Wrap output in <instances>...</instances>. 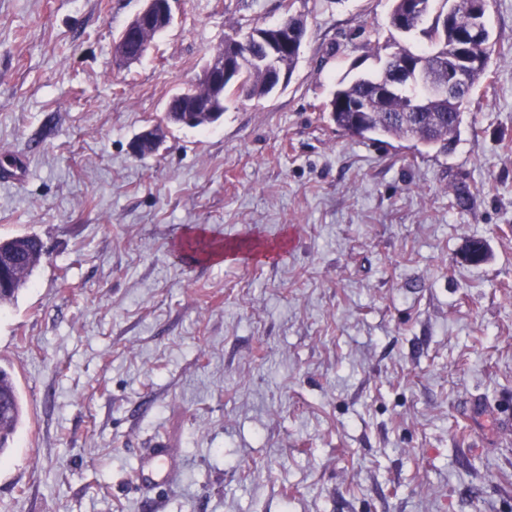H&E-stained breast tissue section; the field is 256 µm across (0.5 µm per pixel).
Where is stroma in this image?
Segmentation results:
<instances>
[{"instance_id": "35a3bbf8", "label": "stroma", "mask_w": 512, "mask_h": 512, "mask_svg": "<svg viewBox=\"0 0 512 512\" xmlns=\"http://www.w3.org/2000/svg\"><path fill=\"white\" fill-rule=\"evenodd\" d=\"M286 2L174 0L122 63L142 0H0V237L47 249L0 306L25 407L0 512H512V0L451 152L320 110L379 70L391 0H296L285 87L167 125L225 32ZM195 236L223 261L182 254ZM159 440L177 473L145 490ZM144 6L141 10L127 23V25L119 32L115 41V51L119 58L124 59L123 49L125 43L133 38L141 39L151 30L156 29L159 32L165 30L172 22V0H143ZM149 45L142 52V42L133 41L125 45V53L127 61L138 60L143 58Z\"/></svg>"}]
</instances>
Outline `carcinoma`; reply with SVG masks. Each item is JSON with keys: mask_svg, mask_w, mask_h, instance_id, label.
<instances>
[{"mask_svg": "<svg viewBox=\"0 0 512 512\" xmlns=\"http://www.w3.org/2000/svg\"><path fill=\"white\" fill-rule=\"evenodd\" d=\"M390 26L400 34L409 35L419 27L418 17L412 15L413 0H391ZM423 4L426 18L431 24L423 29L428 46L417 49L409 43H395L394 50L410 53L414 63H421L439 76L447 75L448 54L453 50L458 36L468 32L477 24L478 0H419ZM288 26L298 39L307 37L306 21L300 15L286 10ZM258 34L243 46L235 39L238 32L224 35V54L234 61V67L224 79V96L245 95L246 98H263L274 92L270 67L267 64L270 49L277 42V32L259 26L251 28ZM485 41L476 44L474 54L483 57L481 65L472 72L467 89H472L485 79L490 68L492 46L490 33L483 29ZM405 78L392 70L390 56L382 60L381 71L375 75H362L351 81L343 80L324 102L322 111L336 129L369 141L388 140L413 141L415 145L436 148L447 152L457 140L463 123L466 89L456 96H438L426 100L416 112L408 111L410 97L418 91L406 90L392 97L382 95L388 83H402ZM365 102V111L353 110L351 103ZM218 245L203 237L187 242V249L195 256H206ZM0 253L9 254L18 260L12 270L9 287L0 290V303L11 301L43 259V242L34 234L17 235L0 239ZM486 245L480 239H472L463 254L465 261L479 264L486 259ZM23 404L19 390L9 368L0 364V458L7 454L14 436L22 423Z\"/></svg>", "mask_w": 512, "mask_h": 512, "instance_id": "cac0c4a2", "label": "carcinoma"}]
</instances>
